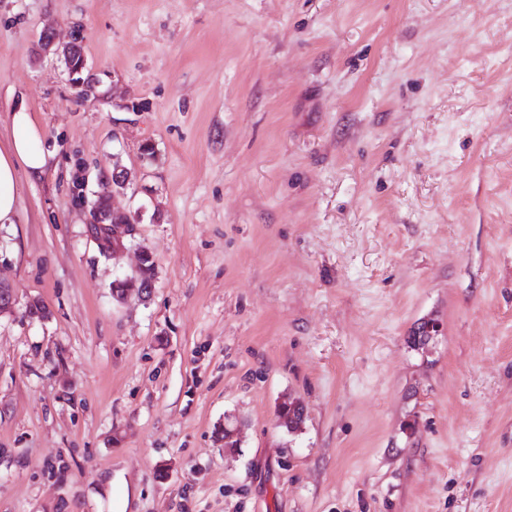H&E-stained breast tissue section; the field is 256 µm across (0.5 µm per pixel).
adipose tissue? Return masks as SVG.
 <instances>
[{"mask_svg": "<svg viewBox=\"0 0 512 512\" xmlns=\"http://www.w3.org/2000/svg\"><path fill=\"white\" fill-rule=\"evenodd\" d=\"M11 138L7 148L0 149V224L14 223L19 206L16 189L18 170L29 177H40L49 165L51 155L41 145V130L26 110L13 112Z\"/></svg>", "mask_w": 512, "mask_h": 512, "instance_id": "1", "label": "adipose tissue"}]
</instances>
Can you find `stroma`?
I'll return each mask as SVG.
<instances>
[{"label":"stroma","mask_w":512,"mask_h":512,"mask_svg":"<svg viewBox=\"0 0 512 512\" xmlns=\"http://www.w3.org/2000/svg\"><path fill=\"white\" fill-rule=\"evenodd\" d=\"M21 106L0 512H512V0H0L1 149ZM40 42L44 51H52L58 56H63L70 84L78 90L81 96L89 97L95 93L98 78L88 67L83 48L79 42L56 47L53 34L49 30L43 31ZM11 138L6 149H0V224H13L19 199L16 177L21 166L31 178L46 170L51 153L41 146V130L25 109L12 112ZM91 211V233L97 241L100 252L104 255H110L123 250L124 237L129 235L126 229L127 224L114 215L108 205L102 208L93 202ZM153 259L152 255L144 250L140 251L139 256V264L136 269V272L139 270L140 267L143 266V263L146 259ZM155 277V266L154 262L147 260L144 263V267L141 268L137 273L130 276L129 279H124L122 282V286L120 285L118 288H113L112 293L113 296L119 301L122 299L123 295L124 299L128 298L132 293V290H129L130 288H136L137 293L139 294V297L143 298L144 300L149 298L151 295V292L148 291V283L153 282V279ZM128 290V291H127ZM277 417L281 422L280 426L288 433H295L305 422V409L299 400H289L280 404Z\"/></svg>","instance_id":"35a3bbf8"}]
</instances>
